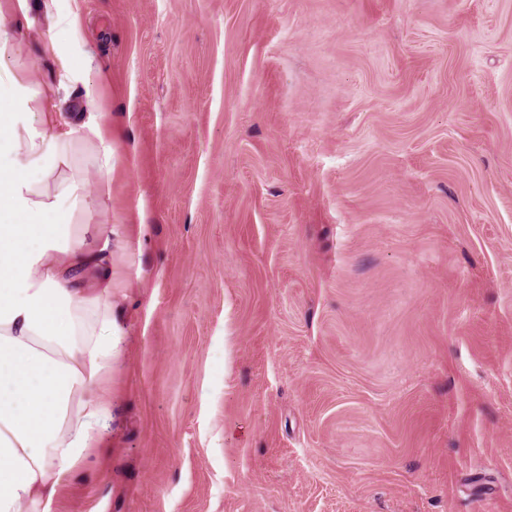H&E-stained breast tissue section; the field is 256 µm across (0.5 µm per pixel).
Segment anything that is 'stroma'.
Here are the masks:
<instances>
[{
	"label": "stroma",
	"instance_id": "obj_1",
	"mask_svg": "<svg viewBox=\"0 0 512 512\" xmlns=\"http://www.w3.org/2000/svg\"><path fill=\"white\" fill-rule=\"evenodd\" d=\"M30 16L106 72L122 331L51 512H512V0Z\"/></svg>",
	"mask_w": 512,
	"mask_h": 512
}]
</instances>
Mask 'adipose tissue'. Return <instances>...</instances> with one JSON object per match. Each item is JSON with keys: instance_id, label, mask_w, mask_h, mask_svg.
I'll use <instances>...</instances> for the list:
<instances>
[{"instance_id": "adipose-tissue-1", "label": "adipose tissue", "mask_w": 512, "mask_h": 512, "mask_svg": "<svg viewBox=\"0 0 512 512\" xmlns=\"http://www.w3.org/2000/svg\"><path fill=\"white\" fill-rule=\"evenodd\" d=\"M28 0L0 12V512H49L69 474L103 441L102 391L118 352L112 305V133L106 121H62L18 76ZM94 149L97 193L76 170Z\"/></svg>"}]
</instances>
